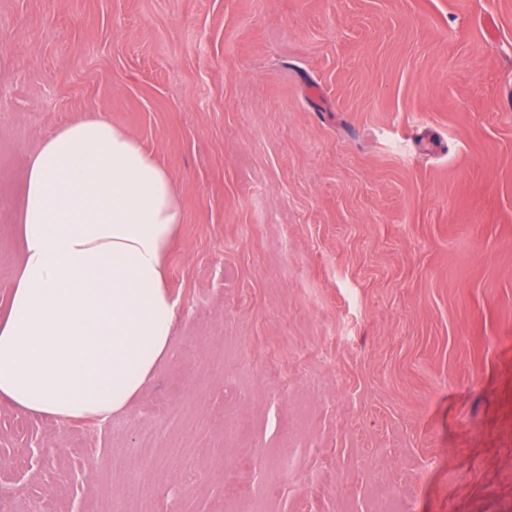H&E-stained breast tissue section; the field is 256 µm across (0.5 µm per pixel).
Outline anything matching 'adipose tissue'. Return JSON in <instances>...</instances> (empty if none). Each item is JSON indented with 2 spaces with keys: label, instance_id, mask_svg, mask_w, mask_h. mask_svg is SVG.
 <instances>
[{
  "label": "adipose tissue",
  "instance_id": "ef3b65f1",
  "mask_svg": "<svg viewBox=\"0 0 512 512\" xmlns=\"http://www.w3.org/2000/svg\"><path fill=\"white\" fill-rule=\"evenodd\" d=\"M182 221L169 173L104 115L37 145L0 309V406L97 423L129 407L172 353L167 258Z\"/></svg>",
  "mask_w": 512,
  "mask_h": 512
}]
</instances>
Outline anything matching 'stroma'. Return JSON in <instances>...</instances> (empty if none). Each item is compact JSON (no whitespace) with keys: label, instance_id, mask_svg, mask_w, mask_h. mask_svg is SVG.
Listing matches in <instances>:
<instances>
[{"label":"stroma","instance_id":"35a3bbf8","mask_svg":"<svg viewBox=\"0 0 512 512\" xmlns=\"http://www.w3.org/2000/svg\"><path fill=\"white\" fill-rule=\"evenodd\" d=\"M0 54V303L77 116L184 204L171 357L104 427L1 408L13 512H512V0H0Z\"/></svg>","mask_w":512,"mask_h":512}]
</instances>
